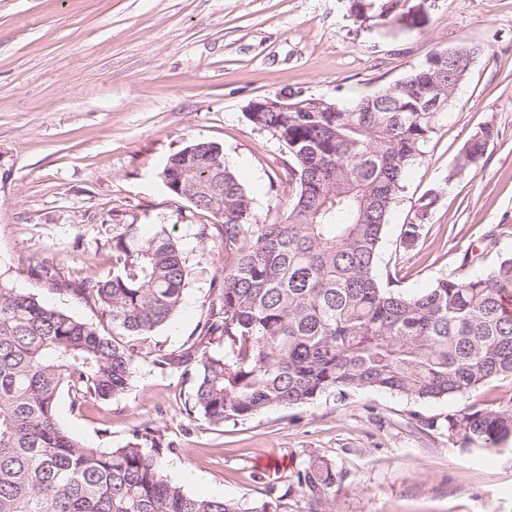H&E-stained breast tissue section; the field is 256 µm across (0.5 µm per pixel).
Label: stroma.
Returning a JSON list of instances; mask_svg holds the SVG:
<instances>
[{
	"label": "stroma",
	"mask_w": 512,
	"mask_h": 512,
	"mask_svg": "<svg viewBox=\"0 0 512 512\" xmlns=\"http://www.w3.org/2000/svg\"><path fill=\"white\" fill-rule=\"evenodd\" d=\"M356 0H0V272L47 305L111 330L98 308L36 285L29 265L65 261L74 277H103L112 215L166 224L193 268L167 326L128 337L134 347L179 352L192 343L224 264L199 235L208 214L173 199L160 172L194 140L219 143L249 189L259 220L288 209L279 174L288 155L245 116L269 97L349 99L392 85L436 50L478 45L482 55L423 157L407 172L379 251L403 292L442 275L491 271L512 256V0H404L394 24L355 22ZM498 138L479 164L458 171L466 140L485 125ZM444 193L429 232L400 241L414 205ZM494 238H486L487 230ZM193 385L139 361L129 388L58 415L95 448H117L134 429L172 443L166 472L193 495L248 504L277 493V512H310L292 476L309 457L344 473L334 512H512V441L464 451L420 429L459 400L420 401L386 392L324 394L213 426L190 417Z\"/></svg>",
	"instance_id": "stroma-1"
}]
</instances>
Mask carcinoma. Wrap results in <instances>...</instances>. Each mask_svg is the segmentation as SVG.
Returning <instances> with one entry per match:
<instances>
[{
	"mask_svg": "<svg viewBox=\"0 0 512 512\" xmlns=\"http://www.w3.org/2000/svg\"><path fill=\"white\" fill-rule=\"evenodd\" d=\"M435 51L394 84L346 103L320 99L319 112H247L259 132L288 151L280 179L291 189L287 214L273 223L224 161L222 147L195 141L161 171L168 193L212 216L199 235L224 248L214 298L201 313L197 341L179 353L145 352L157 369L193 381L189 415L220 426L326 393L383 391L418 400H452L512 380V258L485 275H445L408 295L378 267L381 242L407 169L424 154L438 112H419L435 95L454 98L482 48ZM498 130L486 125L465 142L458 166L477 163ZM443 189L425 193L402 243L427 233ZM112 273L74 279L55 259L32 274L92 305L112 322L103 333L15 288L0 275V512H274L185 492L166 473L171 450L143 426L124 446L101 451L60 424L62 394L76 403L127 390L137 357L122 335L171 323L191 269L166 224L136 217L112 224L105 242ZM224 337V353L204 348ZM420 424L463 450L512 438V408L476 404ZM342 473L312 456L293 484L327 512Z\"/></svg>",
	"mask_w": 512,
	"mask_h": 512,
	"instance_id": "cac0c4a2",
	"label": "carcinoma"
}]
</instances>
